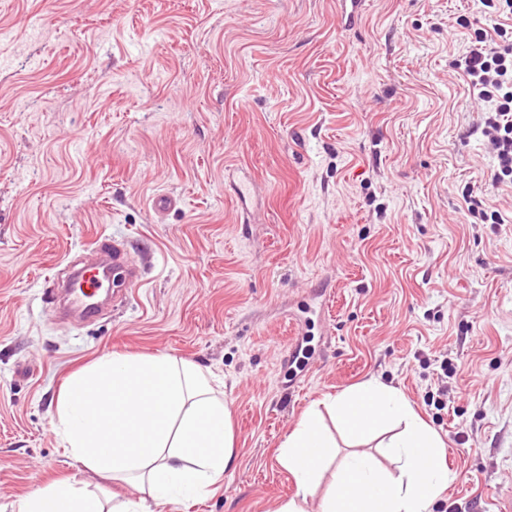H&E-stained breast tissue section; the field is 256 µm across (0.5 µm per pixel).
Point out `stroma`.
<instances>
[{"instance_id": "1", "label": "stroma", "mask_w": 512, "mask_h": 512, "mask_svg": "<svg viewBox=\"0 0 512 512\" xmlns=\"http://www.w3.org/2000/svg\"><path fill=\"white\" fill-rule=\"evenodd\" d=\"M498 20L490 0H365L351 23L338 0H0V512L58 480L138 501L55 429L64 379L112 352L211 370L233 412V471L152 512H276L287 433L369 379L446 443L431 512L512 499V185L451 66ZM100 236L137 282L56 317L49 273Z\"/></svg>"}]
</instances>
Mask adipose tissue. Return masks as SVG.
<instances>
[{"instance_id": "adipose-tissue-1", "label": "adipose tissue", "mask_w": 512, "mask_h": 512, "mask_svg": "<svg viewBox=\"0 0 512 512\" xmlns=\"http://www.w3.org/2000/svg\"><path fill=\"white\" fill-rule=\"evenodd\" d=\"M331 414L354 440L388 429L395 471L371 455L344 459L321 512H429L448 486L446 443L396 388L370 379L309 408L280 446L278 460L297 493L278 512H305L333 443L322 426ZM66 451L96 474L136 484L138 512L175 503L223 480L234 468L231 410L210 373L168 354H105L73 374L58 395ZM17 512H129L71 482H54L17 504Z\"/></svg>"}]
</instances>
